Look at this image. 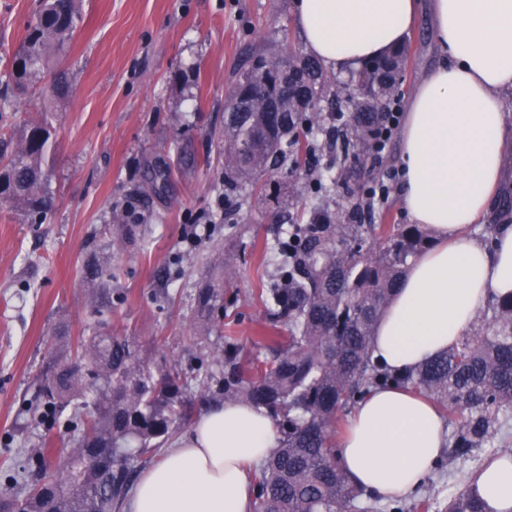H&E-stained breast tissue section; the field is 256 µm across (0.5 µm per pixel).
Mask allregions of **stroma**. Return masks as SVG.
<instances>
[{"label":"stroma","mask_w":512,"mask_h":512,"mask_svg":"<svg viewBox=\"0 0 512 512\" xmlns=\"http://www.w3.org/2000/svg\"><path fill=\"white\" fill-rule=\"evenodd\" d=\"M37 0H0V73L22 42ZM72 41L54 63L68 92L22 97L20 113L57 112L54 191L44 223L30 224L0 206V493L32 449L72 447L74 433L51 424L30 402L34 381L59 330L81 335L93 319L81 266L114 206L138 218L130 241L112 254L111 325L154 361H178L188 376L210 370V353L233 341L251 361L271 358L267 311L257 292L279 276L274 248L290 215L318 203L345 212L334 191L291 194L286 171L263 177L237 222L211 226L200 241L193 225L219 212L222 160L208 132L224 122L238 68L252 52L302 49L294 0H80ZM402 86L438 61L428 18L406 41ZM164 164V186L151 183ZM224 275V334L194 340L198 291L209 273ZM486 449L434 472L423 494L439 502L462 490Z\"/></svg>","instance_id":"1"}]
</instances>
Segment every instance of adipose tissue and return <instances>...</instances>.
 Returning a JSON list of instances; mask_svg holds the SVG:
<instances>
[{"label":"adipose tissue","mask_w":512,"mask_h":512,"mask_svg":"<svg viewBox=\"0 0 512 512\" xmlns=\"http://www.w3.org/2000/svg\"><path fill=\"white\" fill-rule=\"evenodd\" d=\"M428 7L444 60L418 82L400 132L410 220L431 246L412 260L380 318L373 354L406 370L464 336L477 314L512 293V227L492 244L470 232L493 208L512 156L503 99L512 93V0H295V25L324 68L348 71L404 45ZM261 408L226 403L208 410L144 469L124 512H250V467L278 444ZM435 405L402 388L371 392L353 410L339 443L355 483L386 499L419 492L444 450ZM474 488L489 512H512V455L488 461Z\"/></svg>","instance_id":"1"}]
</instances>
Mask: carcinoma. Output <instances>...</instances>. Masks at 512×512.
Segmentation results:
<instances>
[{
    "instance_id": "carcinoma-1",
    "label": "carcinoma",
    "mask_w": 512,
    "mask_h": 512,
    "mask_svg": "<svg viewBox=\"0 0 512 512\" xmlns=\"http://www.w3.org/2000/svg\"><path fill=\"white\" fill-rule=\"evenodd\" d=\"M77 18V0H39L11 72L0 79V204L31 224L43 223L52 204L57 113L46 109L19 120L17 101L51 73V59L68 47ZM407 61L404 46L351 71L346 83L292 48L283 58L259 52L238 69L224 126L210 132L221 143L224 197L235 200L224 209V223L234 224L247 188L287 163L312 192L338 185L350 204L345 219L313 207L296 233L277 238L285 269L258 298L286 325L284 340L268 337L284 347L256 365L230 343L216 354V369L191 379L175 364L155 365L131 338L112 332V266L92 252L81 274L96 322L75 344L54 345L36 378L35 399L80 436L54 464L42 459L37 470L16 473L17 491L0 496V512H112L133 483L130 461L162 447L190 417L192 384L201 401L222 395L282 417L278 447L254 473L253 512H374L378 498L349 480L336 437L342 418L377 387L405 388L448 412L453 434L436 464L440 471L478 448L492 449L493 458L509 447L500 430L512 416V295L491 301L486 332L463 336L413 371L385 370L372 359L375 325L408 259L431 239L420 224L365 223L371 208L357 185L315 172L316 153L340 149L357 155L355 175L363 185L384 181L374 141L389 105L402 95ZM255 85L278 95L283 109L258 107ZM362 85L367 94L346 114L343 101ZM223 316L224 287L211 282L199 294L196 335L220 331ZM442 512L488 510L466 487Z\"/></svg>"
}]
</instances>
